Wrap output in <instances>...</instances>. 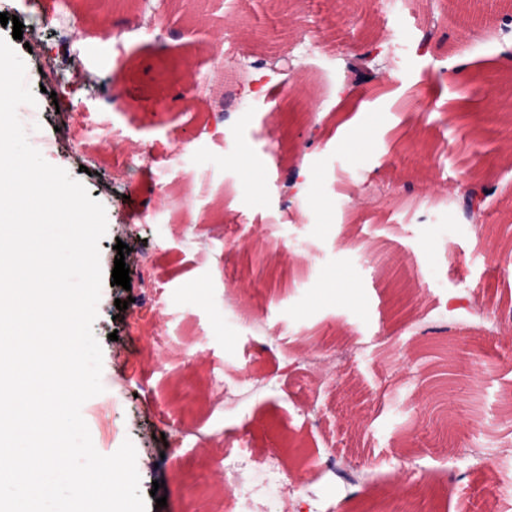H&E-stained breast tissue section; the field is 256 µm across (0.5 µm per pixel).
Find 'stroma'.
<instances>
[{
  "mask_svg": "<svg viewBox=\"0 0 512 512\" xmlns=\"http://www.w3.org/2000/svg\"><path fill=\"white\" fill-rule=\"evenodd\" d=\"M496 0H210L202 33L172 15L168 33L115 49L113 33L136 9L118 0H71L68 30L96 81L67 113L42 114L28 139L49 163L103 204L100 263L111 274L116 242L135 243L129 288L103 284L92 331L102 348L103 393L82 416L96 450L131 440L147 512H281L317 492L328 458L378 461L402 473L415 512H466L472 499L512 503V115H450L441 96L492 80L512 97V36L481 15ZM44 40L59 35L55 0H0V13ZM384 46L377 92L347 83L345 56ZM224 63L245 72L257 58H291L274 99L241 105L224 88L222 139L214 104L191 87ZM119 93L105 104L102 87ZM363 112L369 144L336 134L344 107ZM322 137L307 146V129ZM264 176L255 189L241 161ZM316 176L311 195L287 198L292 166ZM495 186L480 224L457 198L470 175ZM497 229L498 238L481 234ZM242 242L234 253L228 242ZM285 242L291 258L259 261L255 242ZM348 279L336 300L327 276ZM237 287L244 313L224 308ZM454 323L417 330L423 312ZM127 309L117 310L116 300ZM471 341L442 355L459 330ZM322 339L348 359L314 388L306 367L286 371L298 336ZM167 504L157 507L156 496Z\"/></svg>",
  "mask_w": 512,
  "mask_h": 512,
  "instance_id": "stroma-1",
  "label": "stroma"
}]
</instances>
